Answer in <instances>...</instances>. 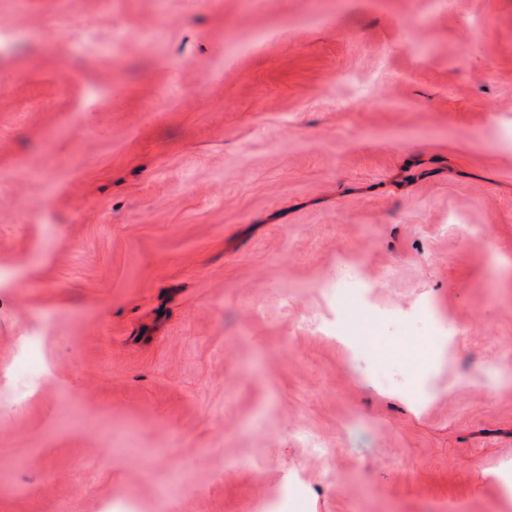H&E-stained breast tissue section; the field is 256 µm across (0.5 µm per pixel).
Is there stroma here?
Here are the masks:
<instances>
[{"label":"stroma","mask_w":512,"mask_h":512,"mask_svg":"<svg viewBox=\"0 0 512 512\" xmlns=\"http://www.w3.org/2000/svg\"><path fill=\"white\" fill-rule=\"evenodd\" d=\"M1 28L0 366L42 311L48 373L21 407L0 378V512H262L293 471L289 512H512V0H0ZM357 262L453 362L308 331Z\"/></svg>","instance_id":"stroma-1"}]
</instances>
